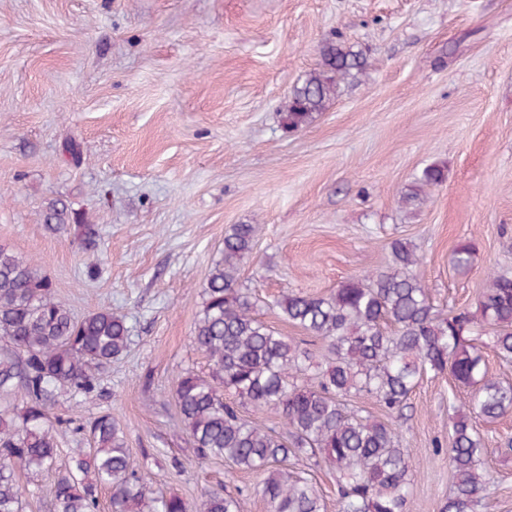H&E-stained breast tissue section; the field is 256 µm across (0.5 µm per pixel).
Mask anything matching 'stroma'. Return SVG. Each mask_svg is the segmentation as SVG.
I'll return each instance as SVG.
<instances>
[{"mask_svg": "<svg viewBox=\"0 0 512 512\" xmlns=\"http://www.w3.org/2000/svg\"><path fill=\"white\" fill-rule=\"evenodd\" d=\"M336 42L368 69L288 130L293 87ZM430 165L445 182L404 202ZM59 199L97 226L94 250L47 228ZM235 224L256 228L240 278L282 335H302L267 307L282 289L329 295L389 268L397 239L439 310L473 306L512 273V0H0V244L42 264L77 315L108 307L130 328L102 397L62 418L111 412L159 490L195 505L222 483L241 512H268L259 474L172 466L193 454L174 385L208 369L190 336ZM460 396L423 377L390 420L413 455L410 512L448 498ZM476 426L490 510L512 512V414Z\"/></svg>", "mask_w": 512, "mask_h": 512, "instance_id": "35a3bbf8", "label": "stroma"}]
</instances>
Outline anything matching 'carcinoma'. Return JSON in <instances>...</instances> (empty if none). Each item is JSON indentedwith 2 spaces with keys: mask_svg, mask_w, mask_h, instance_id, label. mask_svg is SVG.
Returning a JSON list of instances; mask_svg holds the SVG:
<instances>
[{
  "mask_svg": "<svg viewBox=\"0 0 512 512\" xmlns=\"http://www.w3.org/2000/svg\"><path fill=\"white\" fill-rule=\"evenodd\" d=\"M366 66L361 53L327 45L321 68L291 92L288 129L309 124L340 82ZM444 180V169L430 165L404 200ZM46 223L75 232L88 248L96 245L95 225L80 222L63 203L49 207ZM253 236L251 224H234L225 233L191 336L209 373L186 368L176 380L174 399L192 442L191 462L220 460L260 474L269 512H325L312 476L288 471L296 457L334 468L339 512H408L409 449L389 422L363 414L347 399L368 398L390 416L403 409L421 377L446 374L467 398L464 408L448 414L452 491L442 512H489L484 448L473 420L512 413V385L488 376L482 354L487 346L512 362V276L493 274L474 307L444 314L415 272L418 255L396 240L387 270L349 279L326 297L286 290L271 303L284 321L326 344L325 362L315 363L305 341L261 320L257 301L239 287V264ZM487 327L497 334L484 335ZM129 344L123 317L107 307L74 315L40 264L0 245V399L16 400L0 407V512H24L19 475L32 483L55 467L63 419L51 411L59 398L89 397L98 372ZM248 406L275 410L282 428L250 419ZM76 431L88 447L58 472L50 512H99L104 489L111 512H240L238 499L221 487L202 490L197 506L157 491L148 475L132 468L124 431L108 412Z\"/></svg>",
  "mask_w": 512,
  "mask_h": 512,
  "instance_id": "1",
  "label": "carcinoma"
}]
</instances>
